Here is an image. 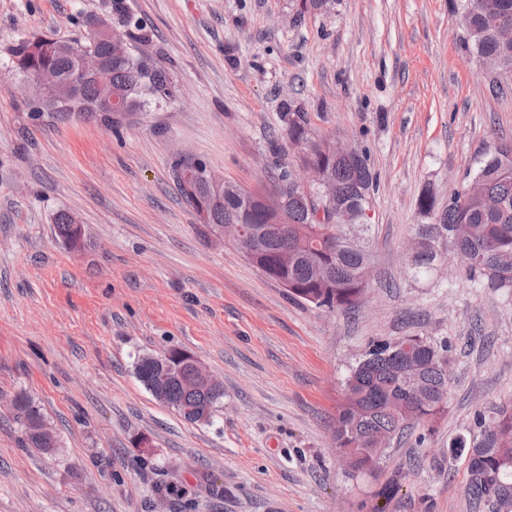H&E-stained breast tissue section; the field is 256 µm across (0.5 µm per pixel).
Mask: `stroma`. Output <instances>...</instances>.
<instances>
[{
  "label": "stroma",
  "instance_id": "1",
  "mask_svg": "<svg viewBox=\"0 0 512 512\" xmlns=\"http://www.w3.org/2000/svg\"><path fill=\"white\" fill-rule=\"evenodd\" d=\"M175 96L112 124L39 111L10 50L73 40L112 0H0V512H491L465 494L448 444L476 409L512 403V303L461 264L413 277L417 200L460 190L489 146L512 141V83L489 88L459 41L453 0H126ZM363 152L376 178L372 275L352 311L289 298L180 196L171 163L204 162L274 195L295 149L281 105ZM66 210L81 249L56 236ZM448 344L451 396L392 440L379 466L339 457L344 382L375 343ZM180 348L222 383L212 423L191 424L134 372ZM26 394L58 454L23 447Z\"/></svg>",
  "mask_w": 512,
  "mask_h": 512
}]
</instances>
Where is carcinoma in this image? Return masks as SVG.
Returning a JSON list of instances; mask_svg holds the SVG:
<instances>
[{
  "label": "carcinoma",
  "instance_id": "1",
  "mask_svg": "<svg viewBox=\"0 0 512 512\" xmlns=\"http://www.w3.org/2000/svg\"><path fill=\"white\" fill-rule=\"evenodd\" d=\"M298 14L322 13L332 0H296ZM462 10L469 11L461 23L463 42L479 58L499 61L500 82L512 78V36L502 30L512 27V0H464ZM136 46L148 42L143 29L127 15L125 0H112V19L104 20V30L87 31L82 40L24 41L10 49L15 69L34 79L44 73L60 76L73 73L76 51L88 49L104 58H112L108 77L101 84L94 79L82 83L75 98L48 106L61 115H93L99 98L112 90L123 98L126 111L136 112L148 103H164L174 97L167 72L131 51L124 56H110V43ZM288 138L301 152L300 160L319 166L336 183V202L320 203L314 191H305L286 181V168L276 177L275 200L250 193L234 184H224V200L202 207V195L193 184H181L178 190L202 223L217 230L228 220L243 219L249 224H288V236L268 238L263 249L250 262L269 278L288 279L289 296L317 307L335 310L358 306L366 290L362 275L371 264L369 249L357 235L369 236L372 225L337 224L336 206L346 204L363 210L370 208L374 175L364 156L352 163L324 151V141L312 135L303 112L290 102L283 104ZM470 181H478L479 192L459 191L448 204L437 203L433 192L417 200L420 212L432 218L418 224L413 235L419 255L411 264L413 275L438 267L440 244L446 243L469 273L477 287L493 293L512 295V157L503 160L493 150L483 153ZM57 237L70 248L83 244L78 230L70 223V213L60 211L54 219ZM296 254L295 263L284 274L274 266L283 247ZM319 262L329 270V278L311 282L310 264ZM448 345H437L422 336H406L394 343L378 342L350 372L345 381L344 401L338 407L334 427L336 447L349 457L351 470L372 471L380 459L366 453L369 437L383 431L395 437L411 424L426 422L444 413L448 406L450 380L443 377L441 366L449 363ZM408 370L425 391V401L408 399L400 376ZM139 381L155 399L171 407L184 421L200 423V413L207 412L211 423L224 392L202 393L188 382V371L175 372L164 384L155 387L157 369L142 355L135 361ZM13 420L21 429L27 448L55 452L60 441L50 422L28 397L16 396ZM450 452L465 457L468 469L467 493L474 501H488L492 512H512V408L482 409L474 416L473 432L449 444Z\"/></svg>",
  "mask_w": 512,
  "mask_h": 512
}]
</instances>
